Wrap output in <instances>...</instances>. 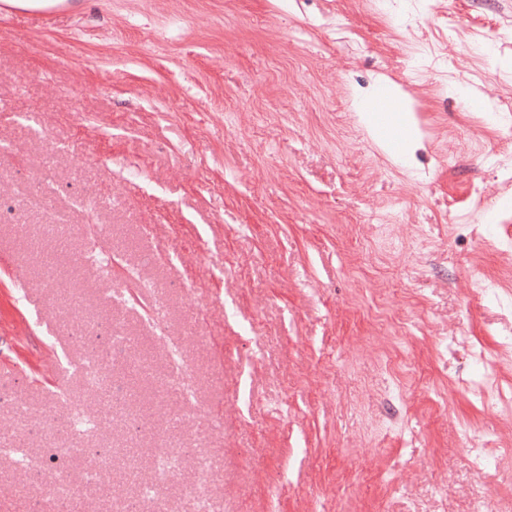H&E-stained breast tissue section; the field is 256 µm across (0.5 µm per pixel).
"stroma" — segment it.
Returning a JSON list of instances; mask_svg holds the SVG:
<instances>
[{
	"mask_svg": "<svg viewBox=\"0 0 512 512\" xmlns=\"http://www.w3.org/2000/svg\"><path fill=\"white\" fill-rule=\"evenodd\" d=\"M423 142L395 162L357 121L379 80ZM477 98L492 115L475 111ZM512 0H69L49 28L0 20V512H475L463 430L512 445L472 350L512 339ZM42 186L62 232L23 205ZM481 272L494 294L475 297ZM91 330H83V323ZM131 340L113 345L114 328ZM112 359L133 422L57 455L74 366ZM194 375L179 389L170 355ZM199 448L154 480L159 437ZM138 449L140 480L86 481Z\"/></svg>",
	"mask_w": 512,
	"mask_h": 512,
	"instance_id": "obj_1",
	"label": "stroma"
}]
</instances>
